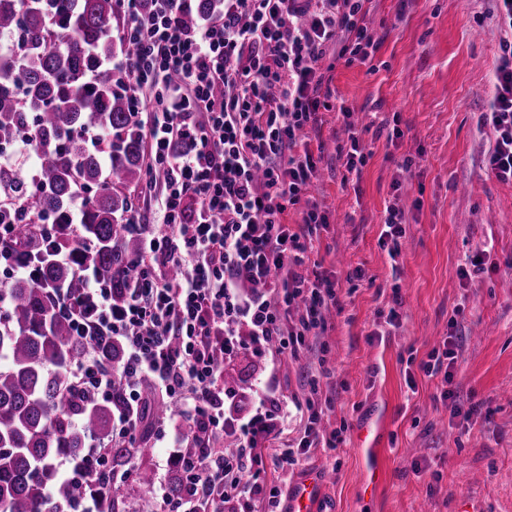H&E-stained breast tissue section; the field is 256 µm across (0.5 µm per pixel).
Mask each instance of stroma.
Listing matches in <instances>:
<instances>
[{"label": "stroma", "instance_id": "1", "mask_svg": "<svg viewBox=\"0 0 512 512\" xmlns=\"http://www.w3.org/2000/svg\"><path fill=\"white\" fill-rule=\"evenodd\" d=\"M380 39L368 59L327 55L331 96L318 126L301 135L316 162L305 195L328 217L310 259L336 277L340 306L310 350L279 366L275 383L289 399L308 394V370L326 365L321 396L334 400L320 430L344 429L336 450L309 449L282 474L267 464L262 480L289 493L304 474H328L319 512H512V183L485 166L494 144L479 124L492 94L503 33L492 0H368ZM366 146L360 172L347 171L344 112ZM404 214L401 252L390 257L380 235L387 207ZM484 268L459 275L477 249ZM362 278H350L354 269ZM400 297L401 325L385 320ZM463 308V348L450 387L416 372ZM486 402L490 418L461 428L455 405ZM369 428L370 443L356 432ZM420 471H413L412 462ZM372 498L363 492L371 476Z\"/></svg>", "mask_w": 512, "mask_h": 512}]
</instances>
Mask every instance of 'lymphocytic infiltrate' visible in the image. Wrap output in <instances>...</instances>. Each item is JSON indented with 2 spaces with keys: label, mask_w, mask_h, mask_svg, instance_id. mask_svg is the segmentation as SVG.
<instances>
[{
  "label": "lymphocytic infiltrate",
  "mask_w": 512,
  "mask_h": 512,
  "mask_svg": "<svg viewBox=\"0 0 512 512\" xmlns=\"http://www.w3.org/2000/svg\"><path fill=\"white\" fill-rule=\"evenodd\" d=\"M505 37L496 61L493 96L482 115L494 146L487 170L512 182V0H494ZM192 0H121L122 34L137 53L117 66L120 87L145 142L150 173L141 195L153 211L131 210L140 236L135 277L123 283L87 278L65 295L60 310L75 336L91 342L67 369L71 384L127 403L112 418L108 438L91 437L81 457L60 458V480L85 481L109 463L112 446L137 447L143 382L180 408L175 449L164 468L184 491L158 489L146 512H253L265 501L277 512L279 487L255 480L258 451L272 447L300 413L295 446L273 463L294 469L308 449H336L342 430L321 434L323 407L295 403L271 385L251 392L226 382L228 364L253 358L267 365L298 357L321 335L337 306L327 272L307 266L312 240L326 217L307 208L298 227L285 222L315 171L299 134L329 98L322 62L340 55L368 57L378 40L363 23L365 0H224L223 9L186 25ZM26 251L14 225L0 224V274L35 278L38 266L75 264L72 250L51 249L54 224L41 219ZM441 348L419 369L451 379L462 348L450 318ZM122 350L104 363L98 344Z\"/></svg>",
  "instance_id": "f902f5d3"
}]
</instances>
